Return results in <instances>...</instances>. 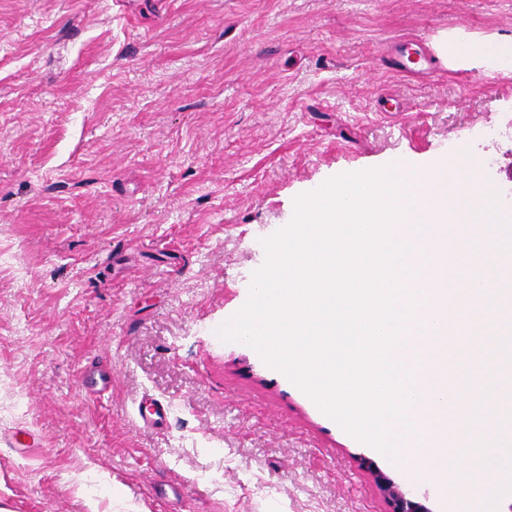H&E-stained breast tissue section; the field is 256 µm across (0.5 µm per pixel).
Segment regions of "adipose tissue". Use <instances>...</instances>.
I'll return each mask as SVG.
<instances>
[{
  "label": "adipose tissue",
  "instance_id": "obj_1",
  "mask_svg": "<svg viewBox=\"0 0 512 512\" xmlns=\"http://www.w3.org/2000/svg\"><path fill=\"white\" fill-rule=\"evenodd\" d=\"M434 48L438 57L455 70L512 72V35L484 40L460 29L436 37Z\"/></svg>",
  "mask_w": 512,
  "mask_h": 512
}]
</instances>
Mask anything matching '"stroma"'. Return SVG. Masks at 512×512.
I'll use <instances>...</instances> for the list:
<instances>
[{
    "label": "stroma",
    "instance_id": "1",
    "mask_svg": "<svg viewBox=\"0 0 512 512\" xmlns=\"http://www.w3.org/2000/svg\"><path fill=\"white\" fill-rule=\"evenodd\" d=\"M455 29L512 0H0V512H451L217 330L343 171L465 142L512 213V77L388 65ZM81 382L88 395L101 396L112 387V372L102 367H85L81 372ZM377 487L383 492L389 504L388 512H430L416 501L406 497L398 486L383 472L372 470Z\"/></svg>",
    "mask_w": 512,
    "mask_h": 512
}]
</instances>
